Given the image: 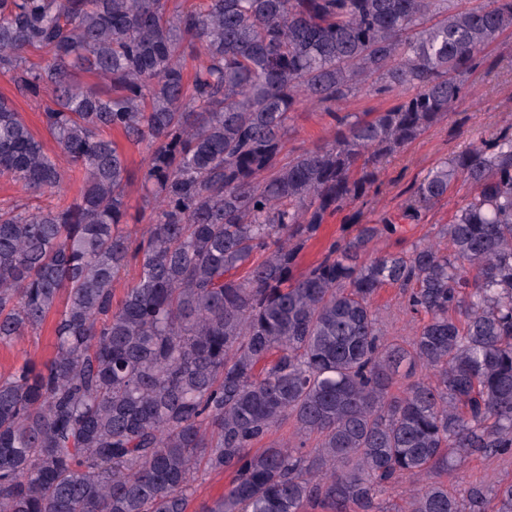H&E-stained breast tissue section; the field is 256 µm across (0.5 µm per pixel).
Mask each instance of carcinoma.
Wrapping results in <instances>:
<instances>
[{
    "label": "carcinoma",
    "mask_w": 512,
    "mask_h": 512,
    "mask_svg": "<svg viewBox=\"0 0 512 512\" xmlns=\"http://www.w3.org/2000/svg\"><path fill=\"white\" fill-rule=\"evenodd\" d=\"M170 2L0 0V74L50 95L56 143L1 97L0 177L41 194L63 164L82 173L67 204L0 208V344L62 307L51 359L0 374V512H188L202 469L232 479L201 512H381L404 480V512H512V483L429 479L450 448L512 453V129L295 274L321 225L464 96L512 32V0ZM362 88L395 103L339 115ZM304 102L336 132L287 156ZM114 130L147 148L139 234ZM459 182L471 195L440 228L445 247L369 252ZM385 284L419 321L409 341L378 326ZM418 366L429 374L391 395ZM288 419L299 443L251 452Z\"/></svg>",
    "instance_id": "carcinoma-1"
}]
</instances>
